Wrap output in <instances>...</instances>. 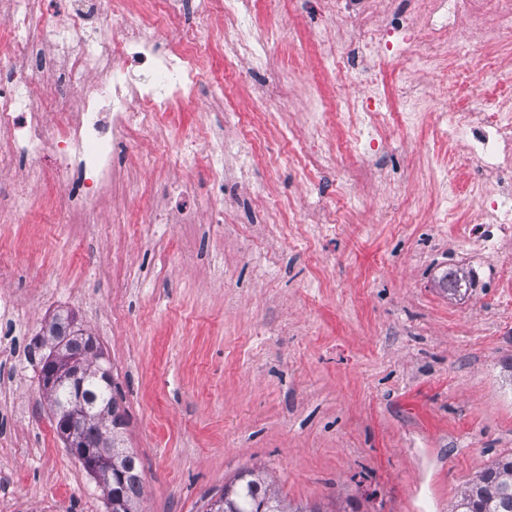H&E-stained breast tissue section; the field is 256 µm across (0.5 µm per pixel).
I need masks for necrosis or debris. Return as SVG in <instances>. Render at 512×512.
Here are the masks:
<instances>
[{
  "label": "necrosis or debris",
  "mask_w": 512,
  "mask_h": 512,
  "mask_svg": "<svg viewBox=\"0 0 512 512\" xmlns=\"http://www.w3.org/2000/svg\"><path fill=\"white\" fill-rule=\"evenodd\" d=\"M216 0H149L135 8L131 0H71L66 18L52 33L44 31L46 0H0V223L20 216V197L36 184H76L75 194L55 208L61 224H77L100 213L104 197L118 181L116 146L132 132L153 136L165 127L174 106L208 94L210 106L223 111L217 94L207 93L199 75L207 48L197 33L208 26ZM316 10L340 17L353 41L358 65L337 60L344 81L373 77L376 63L393 55L411 70H438L445 59L460 58L462 46L448 43L451 26L466 23L469 32L490 46L512 37V0H314ZM225 13L234 17L225 38L233 51L249 55L248 71L268 72L278 58L265 52L273 32L239 18L236 0ZM52 40V55L42 67L55 71L54 92L41 98L27 90L28 69L36 49ZM466 108L435 113L436 130H447L448 150H463L479 163L483 194L476 223L490 250L496 238L512 236V99L484 102L479 91L464 90ZM238 145L214 137L206 127L181 133L170 157L185 173L207 163L218 183H226L224 159ZM38 160L30 178L9 170L15 158ZM164 208L146 211V224H194L201 213L224 221L223 209L175 182Z\"/></svg>",
  "instance_id": "4bbe7bcc"
}]
</instances>
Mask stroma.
<instances>
[{
    "label": "stroma",
    "mask_w": 512,
    "mask_h": 512,
    "mask_svg": "<svg viewBox=\"0 0 512 512\" xmlns=\"http://www.w3.org/2000/svg\"><path fill=\"white\" fill-rule=\"evenodd\" d=\"M250 20L276 27L272 53L323 27L336 47L340 20L303 8ZM204 84L240 114L225 134L248 144L251 193L224 221L113 224L133 203L116 194L98 223L56 224L62 188L38 186L31 223L0 224V512H106L102 483L59 439L39 381L46 328L62 311L95 336L126 412L127 445L143 468V512H203L204 498L246 468L267 472L288 500L353 512H451L467 484L512 452V284L470 242L474 165L449 170L428 139L433 113L461 108L451 85L482 64L512 59V38L470 45L467 66L430 71L418 124L397 114L410 72L394 56L378 70L384 131L360 146L329 130L318 140L307 107L319 97L364 95L337 85L309 45L304 68L277 74L292 106L269 119L278 163L259 157L251 89L226 50L224 18L199 34ZM141 178L148 206L183 177L163 145L133 137L114 157ZM448 188V203L439 191ZM292 211L320 205L331 224H293L279 235L255 200ZM470 272L467 293L442 287Z\"/></svg>",
    "instance_id": "1"
}]
</instances>
